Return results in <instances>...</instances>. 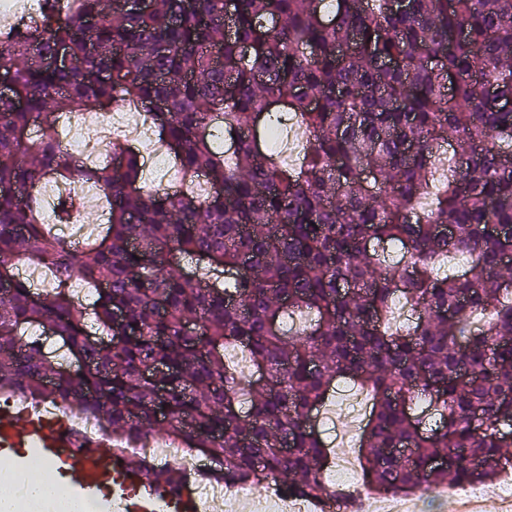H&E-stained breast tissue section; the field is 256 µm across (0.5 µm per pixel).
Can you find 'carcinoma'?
<instances>
[{
	"label": "carcinoma",
	"instance_id": "obj_1",
	"mask_svg": "<svg viewBox=\"0 0 512 512\" xmlns=\"http://www.w3.org/2000/svg\"><path fill=\"white\" fill-rule=\"evenodd\" d=\"M113 2L70 0L63 15L39 0L0 29L14 86L0 97V390L58 398L126 439L155 429L163 408L164 436L200 449L224 480L329 502L313 414L343 379L372 401L359 448L375 492L501 479L512 0H233L229 33L226 0H151L145 13ZM124 103L150 120L181 190H144L131 146L98 163L62 148L63 114ZM281 112L305 139L296 165L268 144ZM451 135L464 150L437 154ZM75 179L102 188L106 213L81 247L45 223L39 197ZM386 246L403 263H387ZM454 252L470 265H451ZM26 258L55 288L36 294L18 277ZM75 277L94 287L86 307L68 290ZM396 298L414 323L396 321ZM33 326L83 371L55 362ZM437 457L448 465L429 466Z\"/></svg>",
	"mask_w": 512,
	"mask_h": 512
}]
</instances>
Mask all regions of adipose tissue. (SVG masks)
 Returning <instances> with one entry per match:
<instances>
[{
	"label": "adipose tissue",
	"mask_w": 512,
	"mask_h": 512,
	"mask_svg": "<svg viewBox=\"0 0 512 512\" xmlns=\"http://www.w3.org/2000/svg\"><path fill=\"white\" fill-rule=\"evenodd\" d=\"M38 470L35 464L23 470L0 468V512H14L19 505L27 512H74L65 489L48 482Z\"/></svg>",
	"instance_id": "1"
}]
</instances>
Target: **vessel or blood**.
<instances>
[{
    "mask_svg": "<svg viewBox=\"0 0 512 512\" xmlns=\"http://www.w3.org/2000/svg\"><path fill=\"white\" fill-rule=\"evenodd\" d=\"M38 450L71 495L93 499L101 512H202L195 477L151 476L146 464L116 450L111 438L81 439L59 415L32 411L0 417V462L19 463Z\"/></svg>",
    "mask_w": 512,
    "mask_h": 512,
    "instance_id": "obj_1",
    "label": "vessel or blood"
}]
</instances>
